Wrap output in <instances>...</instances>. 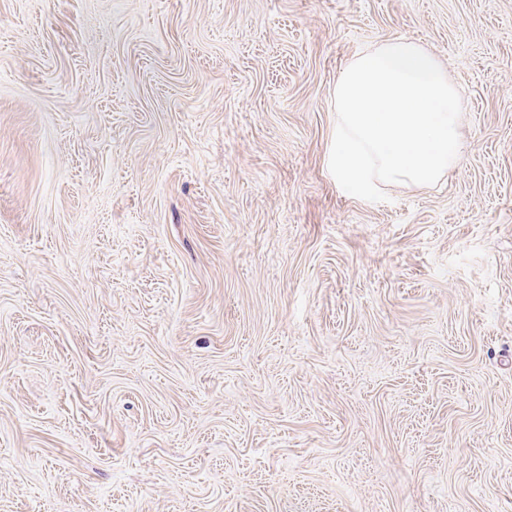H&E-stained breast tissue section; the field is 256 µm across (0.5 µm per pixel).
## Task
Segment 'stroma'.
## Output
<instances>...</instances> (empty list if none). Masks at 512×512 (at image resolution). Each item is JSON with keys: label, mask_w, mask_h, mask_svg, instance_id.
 Returning <instances> with one entry per match:
<instances>
[{"label": "stroma", "mask_w": 512, "mask_h": 512, "mask_svg": "<svg viewBox=\"0 0 512 512\" xmlns=\"http://www.w3.org/2000/svg\"><path fill=\"white\" fill-rule=\"evenodd\" d=\"M391 37L461 157L373 203ZM0 512H512V0H0Z\"/></svg>", "instance_id": "1"}]
</instances>
